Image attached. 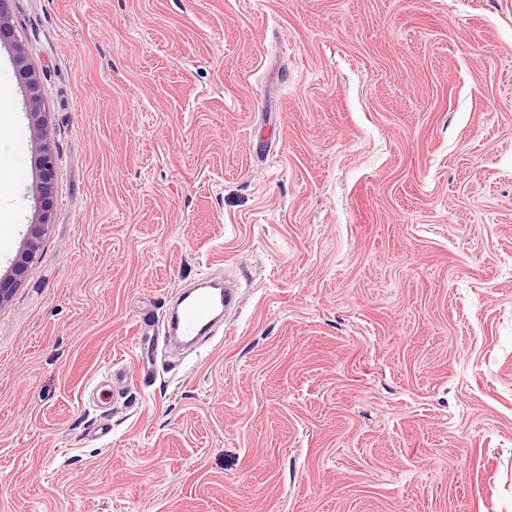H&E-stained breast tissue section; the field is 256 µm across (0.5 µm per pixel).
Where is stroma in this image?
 Returning a JSON list of instances; mask_svg holds the SVG:
<instances>
[{
	"label": "stroma",
	"instance_id": "1",
	"mask_svg": "<svg viewBox=\"0 0 512 512\" xmlns=\"http://www.w3.org/2000/svg\"><path fill=\"white\" fill-rule=\"evenodd\" d=\"M11 14L56 163L47 209L0 45V274L51 212L0 307V512H512V0ZM49 226L47 215L39 224H33L27 247L14 261L12 272L0 277V307L11 299L29 266L36 260L40 240L47 234ZM237 288L230 282L212 284L187 292L170 317L169 336L195 338L205 333L219 308L228 309L236 302Z\"/></svg>",
	"mask_w": 512,
	"mask_h": 512
}]
</instances>
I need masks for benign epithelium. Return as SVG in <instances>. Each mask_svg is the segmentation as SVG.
Masks as SVG:
<instances>
[{
    "mask_svg": "<svg viewBox=\"0 0 512 512\" xmlns=\"http://www.w3.org/2000/svg\"><path fill=\"white\" fill-rule=\"evenodd\" d=\"M11 0H0V41L11 42L14 60L19 73L26 80L29 100V116L33 135L42 141L39 159L40 177L35 190L42 199L47 200L53 194L55 156L47 135L45 113L41 111V95L38 77L28 63L26 45L12 24ZM48 216L32 226L26 249L18 256L12 266V272L0 277V306L8 302L26 274L29 266L36 260L40 240L49 230Z\"/></svg>",
    "mask_w": 512,
    "mask_h": 512,
    "instance_id": "obj_1",
    "label": "benign epithelium"
}]
</instances>
